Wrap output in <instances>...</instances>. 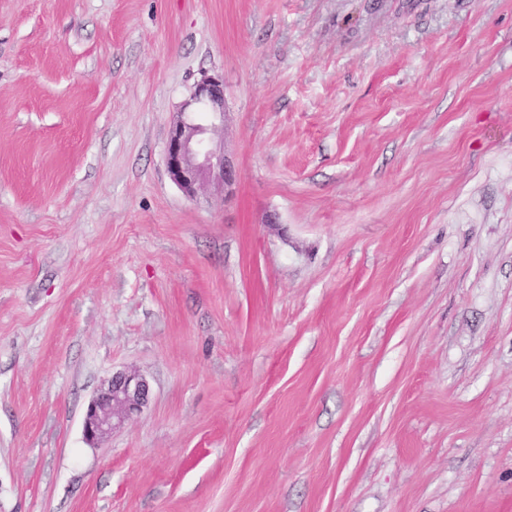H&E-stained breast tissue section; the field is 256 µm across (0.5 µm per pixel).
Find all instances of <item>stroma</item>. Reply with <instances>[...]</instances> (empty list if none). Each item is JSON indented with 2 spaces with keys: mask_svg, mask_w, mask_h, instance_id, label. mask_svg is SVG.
<instances>
[{
  "mask_svg": "<svg viewBox=\"0 0 512 512\" xmlns=\"http://www.w3.org/2000/svg\"><path fill=\"white\" fill-rule=\"evenodd\" d=\"M0 512H512V0H0ZM200 104L214 118L224 122V78L204 76L195 85L181 118L172 126L165 148V165L171 181L189 198H195L207 181L216 180L224 188L236 180L234 164L223 150L206 143L209 127L182 118L185 110ZM149 387L136 372L112 375L107 387L93 397L85 411L83 422L84 440L98 444L127 419L141 412L148 401Z\"/></svg>",
  "mask_w": 512,
  "mask_h": 512,
  "instance_id": "stroma-1",
  "label": "stroma"
}]
</instances>
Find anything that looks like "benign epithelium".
<instances>
[{
	"mask_svg": "<svg viewBox=\"0 0 512 512\" xmlns=\"http://www.w3.org/2000/svg\"><path fill=\"white\" fill-rule=\"evenodd\" d=\"M196 104L213 117L224 120V77H202L184 108ZM208 133L207 125L180 118L173 124L165 148V165L171 181L192 199L210 180L219 181L226 188L236 180L235 166L224 151L207 146ZM148 394V384L138 373L113 375L107 387L86 407L84 440L95 445L107 438L127 419L141 412L148 401Z\"/></svg>",
	"mask_w": 512,
	"mask_h": 512,
	"instance_id": "7a95c632",
	"label": "benign epithelium"
}]
</instances>
